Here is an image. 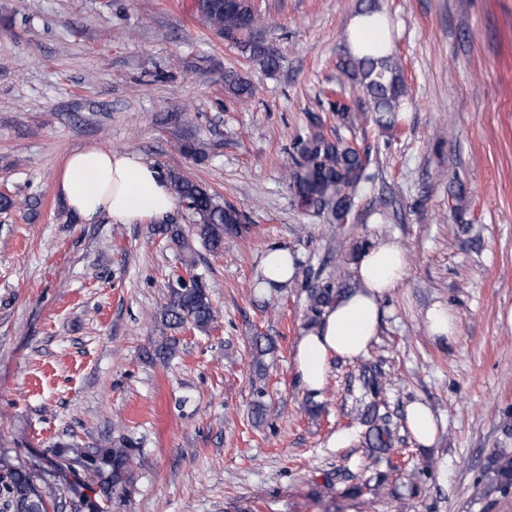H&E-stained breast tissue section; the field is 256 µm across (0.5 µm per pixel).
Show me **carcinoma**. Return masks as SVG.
Wrapping results in <instances>:
<instances>
[{
	"label": "carcinoma",
	"mask_w": 512,
	"mask_h": 512,
	"mask_svg": "<svg viewBox=\"0 0 512 512\" xmlns=\"http://www.w3.org/2000/svg\"><path fill=\"white\" fill-rule=\"evenodd\" d=\"M204 21L226 38L243 56L256 60L269 69L279 67L280 56L254 37L260 24V14L249 0H204L200 5ZM344 72L355 79L371 102L373 121L383 129H394L407 105L408 91L401 66L391 45L363 47L352 53L343 64ZM224 86L237 99L249 98L253 90L234 70L224 73ZM366 158L348 140L328 137L321 121L315 119L309 132L297 139L296 152L284 166L282 178L297 203L305 208L328 211L336 222L349 214L353 199L351 191L366 179ZM169 183L177 198L191 212L194 223L191 232L213 253L224 249V235L240 231L241 213L219 199L207 185L173 172ZM336 298L331 286L315 289L309 296L306 327L316 325L322 310ZM219 310L214 306L201 280L193 276L188 281L171 282L166 302L151 315V320L166 329L190 326L206 331L218 321ZM367 426L365 443L372 452L383 454L392 448L393 434L389 421L369 409L361 414ZM131 455L124 449L98 452L91 460L97 470L112 467V484L120 480L121 470L130 463ZM490 486L507 493L512 490V453L500 451L487 462ZM9 494L8 506L14 512H47L46 493L33 476L22 469H10L3 475Z\"/></svg>",
	"instance_id": "1"
}]
</instances>
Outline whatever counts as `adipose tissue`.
Returning <instances> with one entry per match:
<instances>
[{"mask_svg":"<svg viewBox=\"0 0 512 512\" xmlns=\"http://www.w3.org/2000/svg\"><path fill=\"white\" fill-rule=\"evenodd\" d=\"M56 190L86 224L162 220L178 205L167 178L152 164L139 155L96 145L69 155ZM405 270L404 253L393 240H380L360 253L356 288L328 305L318 325L296 344L295 370L307 390L324 388L333 358L353 360L368 352L380 334L381 301L402 282Z\"/></svg>","mask_w":512,"mask_h":512,"instance_id":"ef3b65f1","label":"adipose tissue"}]
</instances>
